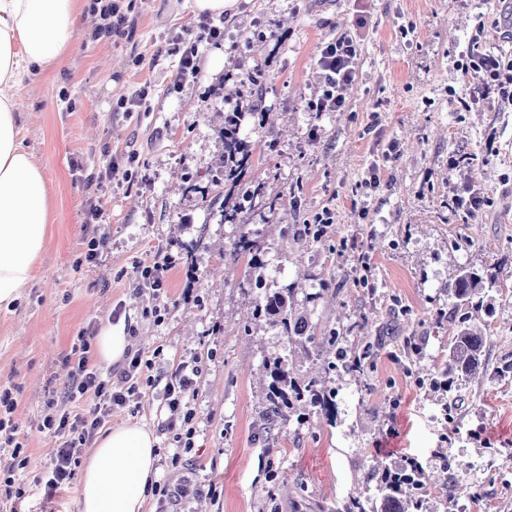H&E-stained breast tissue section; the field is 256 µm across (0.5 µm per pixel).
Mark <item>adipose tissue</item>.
Instances as JSON below:
<instances>
[{
	"instance_id": "adipose-tissue-1",
	"label": "adipose tissue",
	"mask_w": 512,
	"mask_h": 512,
	"mask_svg": "<svg viewBox=\"0 0 512 512\" xmlns=\"http://www.w3.org/2000/svg\"><path fill=\"white\" fill-rule=\"evenodd\" d=\"M79 15L76 0H0V311H10L34 279L51 217L15 95L70 48ZM155 445L153 433L136 422L100 436L77 485L80 512H142L158 475Z\"/></svg>"
}]
</instances>
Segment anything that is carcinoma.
Segmentation results:
<instances>
[{"mask_svg":"<svg viewBox=\"0 0 512 512\" xmlns=\"http://www.w3.org/2000/svg\"><path fill=\"white\" fill-rule=\"evenodd\" d=\"M240 116L230 112L224 121V159L220 176L211 181L212 202L221 197L236 195L238 203L231 208L222 207V219L226 224L238 222V214L259 196L263 184H241L245 170L251 165L250 145L239 137ZM327 232L325 224H303L295 231L300 241L318 242ZM262 250L258 236L251 232L242 233L235 241L234 251L250 256L255 276L246 279V287L258 292L251 316L242 324L243 333H249L254 322L265 321L285 336L287 341L311 345L320 372L315 376L298 378L287 369L284 358L268 359L264 369L271 382L265 393L266 413L269 425L284 426L291 420L305 422L312 416L330 417L335 407L336 388L331 386L332 373H363L374 368L379 345L370 336H359L354 340L344 335V329L333 327L317 335V328L305 316L293 312L294 289L274 288L260 272L261 263L257 256ZM495 276L483 277L467 268L461 269L448 284V298L452 300L453 316L445 311L436 314L437 324L448 327V353L443 355L439 368L443 381L448 385L456 380L472 381L486 368L488 336L473 320L484 311H491V304L485 301L490 291L503 294L496 287ZM401 361L408 366L416 364L423 357V348L416 336L403 338L400 349ZM378 475L376 494L368 500L362 496H350L336 508V512H422L423 497L427 493L423 482L425 470L415 458H407L398 464H378L374 467ZM452 480L459 485V493L478 504L485 495L484 486L466 484L457 477Z\"/></svg>","mask_w":512,"mask_h":512,"instance_id":"cac0c4a2","label":"carcinoma"}]
</instances>
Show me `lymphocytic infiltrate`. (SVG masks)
Listing matches in <instances>:
<instances>
[{
	"label": "lymphocytic infiltrate",
	"mask_w": 512,
	"mask_h": 512,
	"mask_svg": "<svg viewBox=\"0 0 512 512\" xmlns=\"http://www.w3.org/2000/svg\"><path fill=\"white\" fill-rule=\"evenodd\" d=\"M224 38V29L210 16L201 17L194 30L173 42L169 53L179 59L174 76L182 83L198 73V60L203 48ZM358 46L352 37L344 36L323 43L318 65L323 83L317 94L308 99L306 108L316 114L340 111L346 103L347 92L354 80ZM466 69L479 73L486 90L495 91L499 100L512 105V59L504 61L486 55H468ZM70 366L64 388L63 402L45 416L42 427L58 443L55 459L40 477L37 486L43 487L47 499L62 497L69 489L79 464L82 450L89 447L112 412L127 407L140 394L139 378L144 361L141 353L127 359L120 380L103 379L93 359L90 338L79 332L67 357ZM201 374L196 363L179 364L167 377L162 388V400L169 416L167 428H174L183 411L184 395ZM81 410H73V403Z\"/></svg>",
	"instance_id": "lymphocytic-infiltrate-1"
}]
</instances>
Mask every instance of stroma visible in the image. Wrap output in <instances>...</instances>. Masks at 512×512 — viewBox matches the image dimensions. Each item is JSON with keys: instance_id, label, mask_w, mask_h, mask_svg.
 <instances>
[{"instance_id": "1", "label": "stroma", "mask_w": 512, "mask_h": 512, "mask_svg": "<svg viewBox=\"0 0 512 512\" xmlns=\"http://www.w3.org/2000/svg\"><path fill=\"white\" fill-rule=\"evenodd\" d=\"M109 2L80 0L74 46L15 98L52 201L38 275L12 312H0V391L17 400L28 458L15 473L16 512H78L75 492L49 504L34 486L56 451L40 425L50 393L63 391L77 333L95 337L109 325L123 326L129 352L152 360L154 378L185 361L203 365L186 397L191 451L162 427L149 385L108 420L145 424L157 438L159 480L176 496L164 508L148 496L144 512H335L356 490L374 492L375 461L415 457L437 474L441 451L454 448L477 474L488 463L484 444L512 451V379L495 376L512 363V297L495 296L480 321L491 344L483 379L432 385L448 343L432 322L452 307L449 281L470 267L512 287V106L482 96L460 68L480 20V52L512 56L499 23L504 0H237L218 46L231 72L200 73L177 89V59L164 49L198 21L185 0H137L123 37L98 32L91 6ZM345 35L359 41L346 104L309 112L319 48ZM254 39L257 73L241 64ZM143 87L150 111L123 112L120 97ZM245 99L260 110L242 123L253 153L245 179L265 188L239 223L225 224L199 190L219 174L224 118ZM132 152L141 163L131 178L102 179L107 160ZM93 204L101 223L86 221ZM326 211L323 242L283 235ZM246 231L264 243L267 278L294 289L312 323L363 322L382 343L374 371L335 376L333 421L266 428L264 361L287 356L302 377L318 365L265 324L242 333L256 298L242 286L249 259L233 251ZM102 234L108 245L77 265ZM363 255L372 290L354 280ZM157 262L170 268L156 296L140 271ZM411 334L424 356L408 371L392 351ZM446 406L458 433L438 417Z\"/></svg>"}]
</instances>
